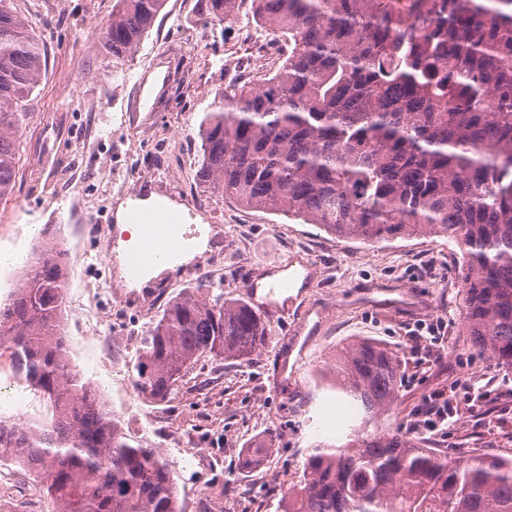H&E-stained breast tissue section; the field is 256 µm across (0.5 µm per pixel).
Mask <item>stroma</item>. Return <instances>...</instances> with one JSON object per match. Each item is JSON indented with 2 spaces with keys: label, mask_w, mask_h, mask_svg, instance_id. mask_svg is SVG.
<instances>
[{
  "label": "stroma",
  "mask_w": 512,
  "mask_h": 512,
  "mask_svg": "<svg viewBox=\"0 0 512 512\" xmlns=\"http://www.w3.org/2000/svg\"><path fill=\"white\" fill-rule=\"evenodd\" d=\"M13 9L31 21L46 66L27 100L14 191L0 200V269L19 272L48 239L64 251L67 304L86 314L65 328L70 360L105 401L126 408L125 428L147 435L175 466L183 512H208L214 491L242 512H279L311 448L336 444L355 416L328 365L337 347L359 337L403 359L399 397L368 432L420 437L451 456H512V369L464 334L454 241L343 239L243 208L197 180L199 119L236 76L237 24L212 25L200 0H167L137 50L118 58L100 42L112 0H14ZM138 79L149 81L151 100L132 113ZM135 188L178 204L186 227L207 225L214 247L116 301L115 211ZM299 255L315 272L311 285L276 295L290 310L269 319V343L249 362L201 358L152 410L135 385H113L139 360V351L112 341L142 303L199 284L243 298L247 276ZM293 351L301 354L295 371L278 375V358ZM437 394L448 398L441 432L427 425ZM256 440L268 448V465L246 462Z\"/></svg>",
  "instance_id": "1"
}]
</instances>
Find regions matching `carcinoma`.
<instances>
[{
    "mask_svg": "<svg viewBox=\"0 0 512 512\" xmlns=\"http://www.w3.org/2000/svg\"><path fill=\"white\" fill-rule=\"evenodd\" d=\"M166 0H112L102 47L133 53ZM215 26L245 6L281 65L234 79L198 126V179L221 196L367 244L446 234L461 251L471 345L512 369V0H202ZM42 43L0 0V199L12 194ZM68 264L46 251L0 302L13 375L50 407L46 426L0 419V459L47 477L55 512H182L171 463L126 433L71 368ZM264 314L199 285L149 326L135 370L169 401L201 356L246 362ZM401 355L370 338L336 354V391L361 423L398 397ZM280 512H512V458H451L398 432L351 429L314 448Z\"/></svg>",
    "mask_w": 512,
    "mask_h": 512,
    "instance_id": "cac0c4a2",
    "label": "carcinoma"
}]
</instances>
